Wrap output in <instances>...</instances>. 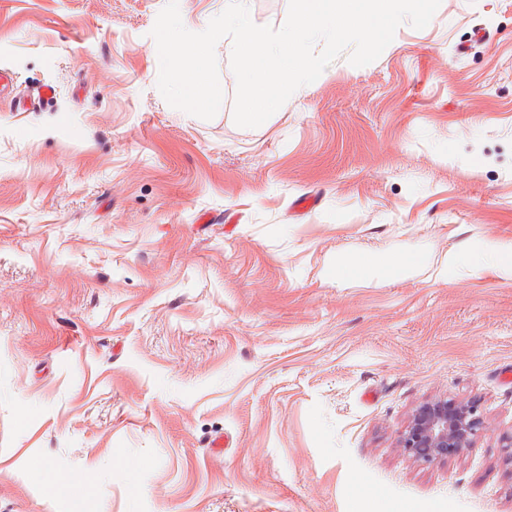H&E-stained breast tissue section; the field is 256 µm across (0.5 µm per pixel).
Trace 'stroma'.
Returning <instances> with one entry per match:
<instances>
[{"label": "stroma", "mask_w": 512, "mask_h": 512, "mask_svg": "<svg viewBox=\"0 0 512 512\" xmlns=\"http://www.w3.org/2000/svg\"><path fill=\"white\" fill-rule=\"evenodd\" d=\"M166 2L0 0V512H512V279L436 277L512 242V0H441L256 128L221 43L214 118L163 98ZM446 397L476 447L410 459ZM418 258L411 255H397L386 261L373 257L352 260L341 266L340 276L343 278H360L369 270H381L387 274H396L404 269L415 266ZM483 428V417L475 402L435 399L414 411L398 442L406 455L429 463L475 448Z\"/></svg>", "instance_id": "obj_1"}]
</instances>
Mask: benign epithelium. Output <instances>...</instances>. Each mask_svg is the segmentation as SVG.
Listing matches in <instances>:
<instances>
[{
    "mask_svg": "<svg viewBox=\"0 0 512 512\" xmlns=\"http://www.w3.org/2000/svg\"><path fill=\"white\" fill-rule=\"evenodd\" d=\"M483 428V417L475 402L435 399L414 411L398 442L406 455L429 463L475 448Z\"/></svg>",
    "mask_w": 512,
    "mask_h": 512,
    "instance_id": "7a95c632",
    "label": "benign epithelium"
}]
</instances>
